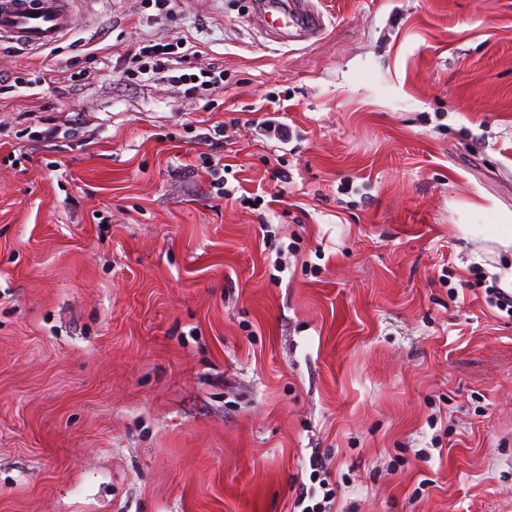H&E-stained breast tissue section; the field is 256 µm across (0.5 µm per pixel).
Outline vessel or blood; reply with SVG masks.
<instances>
[{
    "label": "vessel or blood",
    "instance_id": "obj_1",
    "mask_svg": "<svg viewBox=\"0 0 512 512\" xmlns=\"http://www.w3.org/2000/svg\"><path fill=\"white\" fill-rule=\"evenodd\" d=\"M255 23L266 31L297 41L316 37L323 15L311 0H255ZM69 24L68 0H0V38L29 48L55 45Z\"/></svg>",
    "mask_w": 512,
    "mask_h": 512
}]
</instances>
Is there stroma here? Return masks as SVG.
Segmentation results:
<instances>
[{"instance_id":"obj_1","label":"stroma","mask_w":512,"mask_h":512,"mask_svg":"<svg viewBox=\"0 0 512 512\" xmlns=\"http://www.w3.org/2000/svg\"><path fill=\"white\" fill-rule=\"evenodd\" d=\"M313 2L307 42L79 0L0 49V512H293L315 453L333 512H512V319L451 295L512 269V0ZM172 34L223 87L122 73Z\"/></svg>"}]
</instances>
